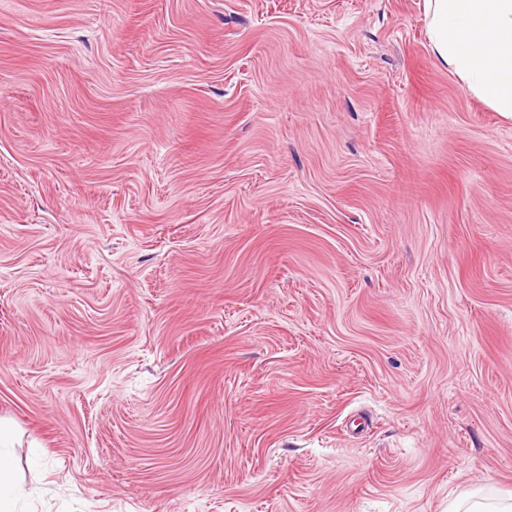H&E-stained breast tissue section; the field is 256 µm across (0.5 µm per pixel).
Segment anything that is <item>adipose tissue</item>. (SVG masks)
I'll list each match as a JSON object with an SVG mask.
<instances>
[{"label":"adipose tissue","mask_w":512,"mask_h":512,"mask_svg":"<svg viewBox=\"0 0 512 512\" xmlns=\"http://www.w3.org/2000/svg\"><path fill=\"white\" fill-rule=\"evenodd\" d=\"M436 57L512 118V0H426Z\"/></svg>","instance_id":"ef3b65f1"}]
</instances>
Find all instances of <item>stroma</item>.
I'll return each instance as SVG.
<instances>
[{
    "label": "stroma",
    "mask_w": 512,
    "mask_h": 512,
    "mask_svg": "<svg viewBox=\"0 0 512 512\" xmlns=\"http://www.w3.org/2000/svg\"><path fill=\"white\" fill-rule=\"evenodd\" d=\"M15 512L512 495V120L425 0H0Z\"/></svg>",
    "instance_id": "35a3bbf8"
}]
</instances>
